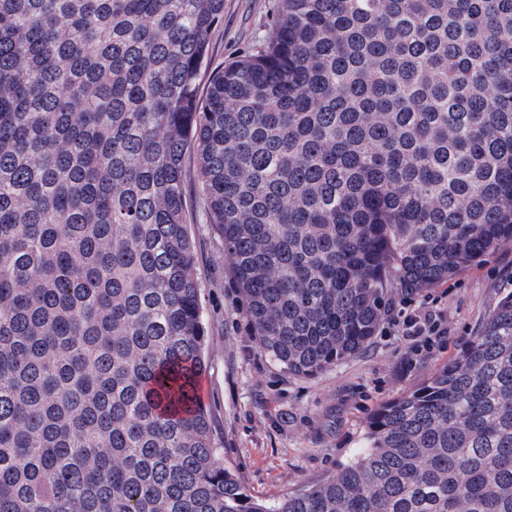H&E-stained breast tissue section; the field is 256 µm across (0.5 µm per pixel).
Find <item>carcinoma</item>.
I'll list each match as a JSON object with an SVG mask.
<instances>
[{
    "label": "carcinoma",
    "mask_w": 512,
    "mask_h": 512,
    "mask_svg": "<svg viewBox=\"0 0 512 512\" xmlns=\"http://www.w3.org/2000/svg\"><path fill=\"white\" fill-rule=\"evenodd\" d=\"M0 0V512H512V290L335 475L253 496L195 395L185 158L251 334L311 377L512 244V0ZM272 0H224V22L211 35L206 68L198 84V95L204 97L208 76L240 50L255 45L262 35V24Z\"/></svg>",
    "instance_id": "obj_1"
}]
</instances>
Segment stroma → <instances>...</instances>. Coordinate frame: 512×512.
<instances>
[{"mask_svg": "<svg viewBox=\"0 0 512 512\" xmlns=\"http://www.w3.org/2000/svg\"><path fill=\"white\" fill-rule=\"evenodd\" d=\"M272 0H224V22L211 35L207 70L253 46ZM185 203L206 326L205 368L197 396L210 413L224 460L256 497L318 482L363 452L366 424L383 403L420 384L456 354L512 286V246L432 288L446 336L419 345L398 322L413 301L393 297L367 346L312 377L283 371L255 345L224 262V242L209 224L205 199L187 156Z\"/></svg>", "mask_w": 512, "mask_h": 512, "instance_id": "obj_1", "label": "stroma"}]
</instances>
